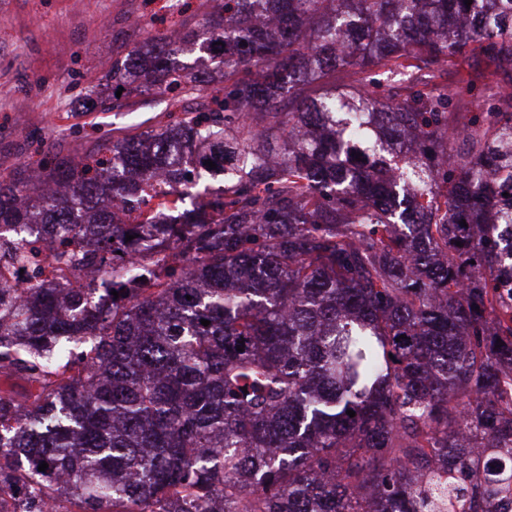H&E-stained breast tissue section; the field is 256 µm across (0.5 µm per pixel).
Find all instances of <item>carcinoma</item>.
I'll use <instances>...</instances> for the list:
<instances>
[{
	"label": "carcinoma",
	"mask_w": 512,
	"mask_h": 512,
	"mask_svg": "<svg viewBox=\"0 0 512 512\" xmlns=\"http://www.w3.org/2000/svg\"><path fill=\"white\" fill-rule=\"evenodd\" d=\"M216 2L196 29L121 47L108 75L203 110L0 175V229L42 224L55 253L0 236L26 275L0 265V370L28 383L0 389V501L434 512L446 488L497 512L512 93L457 125L476 81L445 93L430 65L478 53L512 80V0ZM193 51L209 65L180 62ZM92 266L110 287L63 289Z\"/></svg>",
	"instance_id": "1"
}]
</instances>
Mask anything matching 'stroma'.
<instances>
[{"mask_svg":"<svg viewBox=\"0 0 512 512\" xmlns=\"http://www.w3.org/2000/svg\"><path fill=\"white\" fill-rule=\"evenodd\" d=\"M214 0H0V172L33 168L52 154L77 157L94 140L143 132L180 107L148 94L122 93L108 112L87 111L104 84L113 46L147 35L184 32ZM440 82L495 78L494 64L469 54L436 64Z\"/></svg>","mask_w":512,"mask_h":512,"instance_id":"35a3bbf8","label":"stroma"}]
</instances>
